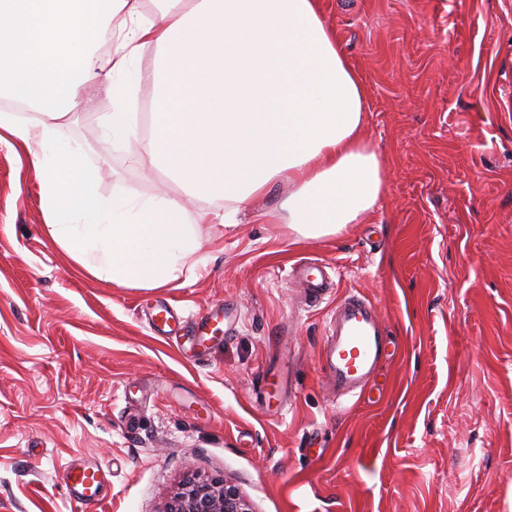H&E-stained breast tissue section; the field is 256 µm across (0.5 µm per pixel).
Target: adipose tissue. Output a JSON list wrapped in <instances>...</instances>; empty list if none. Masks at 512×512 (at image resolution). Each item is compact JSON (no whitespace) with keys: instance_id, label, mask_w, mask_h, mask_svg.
Returning <instances> with one entry per match:
<instances>
[{"instance_id":"adipose-tissue-1","label":"adipose tissue","mask_w":512,"mask_h":512,"mask_svg":"<svg viewBox=\"0 0 512 512\" xmlns=\"http://www.w3.org/2000/svg\"><path fill=\"white\" fill-rule=\"evenodd\" d=\"M110 44L107 72L94 60ZM159 55L151 129L139 134L125 80L146 48ZM98 81L112 96L101 126L139 136L135 165L218 193L234 224L280 179L288 195L260 213L317 240L378 205L383 164L366 144L367 87L348 63L321 0H0V95L35 106L23 123L0 113L35 170L48 234L89 276L154 289L195 261L208 212L188 219L173 199L105 200L96 168L74 165L71 109Z\"/></svg>"}]
</instances>
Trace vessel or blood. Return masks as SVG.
<instances>
[{
    "instance_id": "1",
    "label": "vessel or blood",
    "mask_w": 512,
    "mask_h": 512,
    "mask_svg": "<svg viewBox=\"0 0 512 512\" xmlns=\"http://www.w3.org/2000/svg\"><path fill=\"white\" fill-rule=\"evenodd\" d=\"M295 275L312 297L325 294L328 282L322 264H301ZM328 333L322 352L328 383L337 395H363L386 355L379 316L369 301L352 295L337 304L328 322ZM62 478L84 507L99 503L103 482L100 468L72 465L64 469Z\"/></svg>"
}]
</instances>
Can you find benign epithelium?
<instances>
[{
    "label": "benign epithelium",
    "mask_w": 512,
    "mask_h": 512,
    "mask_svg": "<svg viewBox=\"0 0 512 512\" xmlns=\"http://www.w3.org/2000/svg\"><path fill=\"white\" fill-rule=\"evenodd\" d=\"M161 512H254L250 501L232 482L221 477H198L188 470L179 491Z\"/></svg>",
    "instance_id": "1"
}]
</instances>
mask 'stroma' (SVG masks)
<instances>
[{
    "instance_id": "35a3bbf8",
    "label": "stroma",
    "mask_w": 512,
    "mask_h": 512,
    "mask_svg": "<svg viewBox=\"0 0 512 512\" xmlns=\"http://www.w3.org/2000/svg\"><path fill=\"white\" fill-rule=\"evenodd\" d=\"M367 85L366 134L385 194L320 240L255 221L278 183L224 223L206 211L199 263L168 286L87 276L51 240L39 181L0 143V512H83L71 463L105 472L95 512H160L186 464L234 482L255 512H512V0H323ZM155 50L131 67L128 104L154 96ZM94 91L68 137L103 197L179 199L133 166ZM327 267L306 296L297 261ZM367 298L387 355L363 396L321 365L327 320ZM161 304L183 322L159 335ZM229 318L197 345L195 320Z\"/></svg>"
}]
</instances>
